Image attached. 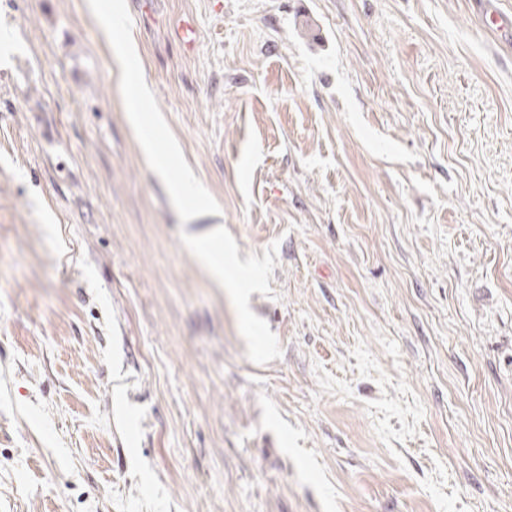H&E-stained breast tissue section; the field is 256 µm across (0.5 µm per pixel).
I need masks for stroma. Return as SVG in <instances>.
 Returning <instances> with one entry per match:
<instances>
[{
	"label": "stroma",
	"instance_id": "obj_1",
	"mask_svg": "<svg viewBox=\"0 0 512 512\" xmlns=\"http://www.w3.org/2000/svg\"><path fill=\"white\" fill-rule=\"evenodd\" d=\"M117 2L123 75L86 0H0V512H512V43L471 0ZM125 91L132 99L130 110L132 114L130 116V122L138 133L140 147L144 155L154 163L155 168L161 174H165L163 162L160 159H157L154 141L143 132V127L141 125L143 121V112H146L147 109L145 90L140 85L137 87H126ZM195 250L201 261L208 267L214 278L224 287L225 282L229 287H236L238 282L229 277L224 267V248L221 254H216L213 247H221L219 238L201 240L194 243Z\"/></svg>",
	"mask_w": 512,
	"mask_h": 512
}]
</instances>
